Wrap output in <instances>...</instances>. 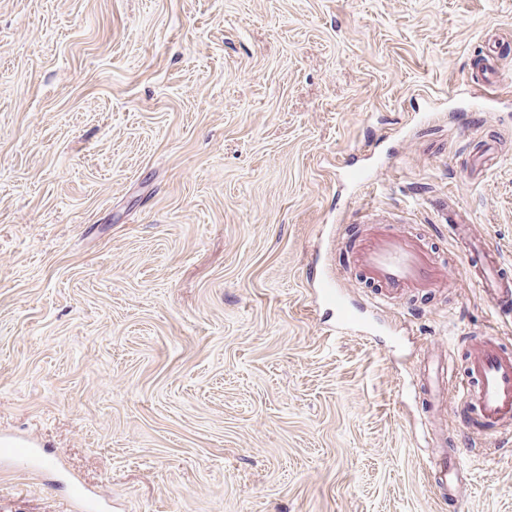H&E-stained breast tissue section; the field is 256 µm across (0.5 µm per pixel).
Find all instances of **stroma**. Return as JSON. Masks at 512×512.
<instances>
[{
    "mask_svg": "<svg viewBox=\"0 0 512 512\" xmlns=\"http://www.w3.org/2000/svg\"><path fill=\"white\" fill-rule=\"evenodd\" d=\"M447 195L512 264V0H0V437L52 454L0 465V512H63L68 475L106 512H512V435L461 446L422 386L431 341L453 387L512 323L465 280L373 307L341 239ZM323 236L374 334L309 281ZM495 101V98L487 92L480 91L475 96H472L468 104L474 112L466 114V123L462 125V128H469L470 126L480 123L486 114L485 112L490 111ZM433 463L432 469L435 470V484L437 487H446L448 495L454 494L457 491L455 482L456 469L448 471V458L440 448H432L428 454Z\"/></svg>",
    "mask_w": 512,
    "mask_h": 512,
    "instance_id": "stroma-1",
    "label": "stroma"
}]
</instances>
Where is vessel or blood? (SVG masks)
I'll use <instances>...</instances> for the list:
<instances>
[{"label": "vessel or blood", "instance_id": "b4317fda", "mask_svg": "<svg viewBox=\"0 0 512 512\" xmlns=\"http://www.w3.org/2000/svg\"><path fill=\"white\" fill-rule=\"evenodd\" d=\"M493 102L491 94L486 92L472 96L467 125L480 123ZM431 207L438 222L447 225L449 235L470 257V280L482 289L499 316H512V277L504 269L498 248L473 232L455 200L438 199L432 201ZM350 261L376 286L374 302L379 306L388 305L401 295H434L458 284L454 269L435 256L426 235L410 232L406 225L389 219H377L369 209L356 220ZM311 278L319 283L324 299L336 305L337 332L357 327V320L348 315L344 303L338 302L333 282L321 267H314ZM466 344L467 381L461 389L444 390L442 401L454 414L462 404L474 407L475 430L485 438L494 439L512 428V351L488 335L467 337ZM9 454L33 469L39 468L46 456L44 449L29 441L11 448ZM430 458L436 485L456 492L455 474L449 471L444 452L432 449ZM68 503L72 512H101L102 509L100 499L80 483L72 485Z\"/></svg>", "mask_w": 512, "mask_h": 512}]
</instances>
